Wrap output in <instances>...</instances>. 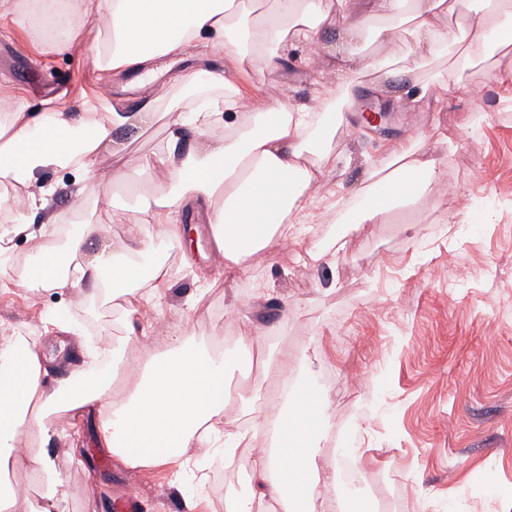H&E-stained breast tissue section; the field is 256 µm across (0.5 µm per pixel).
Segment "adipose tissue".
Segmentation results:
<instances>
[{
    "mask_svg": "<svg viewBox=\"0 0 512 512\" xmlns=\"http://www.w3.org/2000/svg\"><path fill=\"white\" fill-rule=\"evenodd\" d=\"M463 0H370L359 16L352 0H277L274 14L249 20L240 0H0V17L27 33L50 36L55 51L87 43L94 58L106 59L115 71L150 75L155 62L200 42L221 47L232 43L240 24L248 26L256 71L275 67L270 44L312 43L321 29L338 27L342 38L368 33L372 41L408 40L409 51H426L456 68L460 55L494 42L512 45V0H484L462 12ZM100 15L106 26H90ZM181 95L188 102L177 122L196 137L193 149L169 141L160 172L172 189L157 200L153 224L139 225L128 240L106 245L95 254L83 244L94 227L83 223L66 253L40 250L34 285L43 289L79 290L103 287L105 295L139 294L158 307L168 287V273L157 254L162 242L154 224L170 223L174 213L197 202L206 204L210 223L224 253V269L243 274L248 262L272 241L300 242L307 231L312 188L328 181L335 131L321 126L317 112L275 98L256 121L239 125L227 117L234 111L236 90L219 74L198 70L180 75ZM223 85V101L200 93L202 85ZM153 102L140 112L35 113L15 103L0 120V179L28 187L34 209L46 210L54 186L39 183L36 171L56 165L71 169L82 185L80 194L107 195L112 180L98 168L104 149L120 153L112 132L126 126H148L161 120ZM413 143L392 146L383 167L370 171L376 185L398 187L405 199L434 194L441 185V161L416 160ZM253 360V339L238 337L233 348L213 354L203 341L174 338L155 346L143 358L136 378L118 384L128 362L126 346L87 348L72 377L45 387L42 359L35 342L11 337L0 341V465L14 459L23 435L36 434L49 443L61 413L96 404L101 409L97 438L132 467H174L177 480L203 472L212 455L232 464L244 439H257L266 426L254 412L245 432L225 418L227 379ZM279 398L287 408L280 415L278 453L259 451L254 459L251 491L232 500L228 512H261L264 502L282 512H314L326 491L336 484L335 462H322L313 446L324 411L313 405L314 391L293 371V358L281 354ZM38 477L37 497L16 498L0 493L16 512H65L67 492L55 458L39 451L24 459Z\"/></svg>",
    "mask_w": 512,
    "mask_h": 512,
    "instance_id": "adipose-tissue-1",
    "label": "adipose tissue"
}]
</instances>
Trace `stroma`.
Returning a JSON list of instances; mask_svg holds the SVG:
<instances>
[{"label": "stroma", "mask_w": 512, "mask_h": 512, "mask_svg": "<svg viewBox=\"0 0 512 512\" xmlns=\"http://www.w3.org/2000/svg\"><path fill=\"white\" fill-rule=\"evenodd\" d=\"M280 65L252 69L247 57L229 58L205 43L186 48L176 71H214L238 91V111H263L272 97L304 103L326 116L343 112L330 180L313 190L308 219L314 237L332 246L346 237L337 261L299 264L305 244L277 241L256 254L247 274L213 272L195 245L153 224L147 202L166 193L163 178L117 180L108 197H87L80 210L95 224L87 252L102 242L126 239V209L138 208L143 223L163 241L170 287L152 319L129 334L126 316L142 310L138 298L108 301L77 291L58 293L30 285L35 243L13 239L0 289V336L38 343L47 364L45 383L72 373L82 360L76 335L47 329V319L66 307L73 322L105 344L124 343L136 354L184 330L203 336L217 352L238 336L259 334L252 370L230 380L227 416L250 425L241 397L267 401L279 376L282 351L298 355V367L327 398L330 433L319 439L321 458L346 460L364 454L362 480L343 487L351 512L386 500L390 512H512V51L497 56L475 49L461 60L458 87L435 85L420 96L417 82L446 71L447 62L409 57L401 44L379 46L367 34L345 45L347 55L407 57L412 75L395 72L382 94L371 75L338 79L306 46H279ZM132 74L101 69L83 45L57 53L49 41H32L0 18V97L23 100L28 111L75 109L96 104L109 88L110 104L138 111L152 99L167 111L179 87L169 75L156 85L133 87ZM388 109L383 123L366 121L365 105ZM481 111L480 126L470 124ZM188 149V129L160 121L146 130L127 127L114 139L120 154L102 152L105 173L129 170L160 154L172 132ZM421 138V148L444 162V180L469 196L470 223L460 205L425 196L383 224L351 223V211L368 186L371 167L390 146ZM287 311H280V304ZM98 418L67 416L49 446L69 493L68 512H114L126 487L140 494L139 512H225L226 502L250 490L253 458L242 445L221 482L173 483L168 466H127L97 441Z\"/></svg>", "instance_id": "1"}]
</instances>
